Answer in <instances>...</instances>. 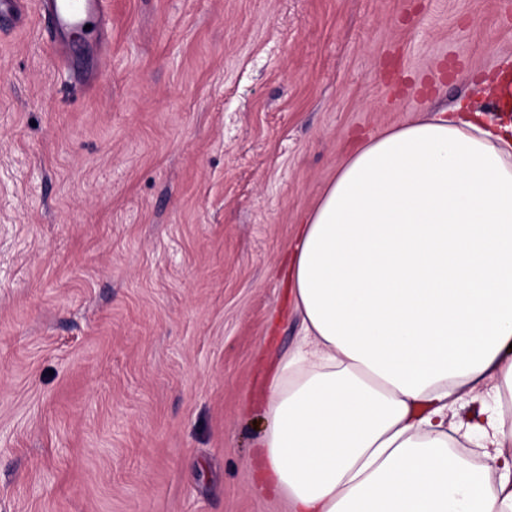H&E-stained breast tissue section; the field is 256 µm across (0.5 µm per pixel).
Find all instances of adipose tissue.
Masks as SVG:
<instances>
[{
	"label": "adipose tissue",
	"instance_id": "ef3b65f1",
	"mask_svg": "<svg viewBox=\"0 0 512 512\" xmlns=\"http://www.w3.org/2000/svg\"><path fill=\"white\" fill-rule=\"evenodd\" d=\"M478 88L363 140L301 219L259 441L288 512H512V56Z\"/></svg>",
	"mask_w": 512,
	"mask_h": 512
}]
</instances>
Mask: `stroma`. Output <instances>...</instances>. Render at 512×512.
<instances>
[{"mask_svg":"<svg viewBox=\"0 0 512 512\" xmlns=\"http://www.w3.org/2000/svg\"><path fill=\"white\" fill-rule=\"evenodd\" d=\"M93 89L0 31V512H287L257 403L359 138L512 55V0H108Z\"/></svg>","mask_w":512,"mask_h":512,"instance_id":"1","label":"stroma"}]
</instances>
